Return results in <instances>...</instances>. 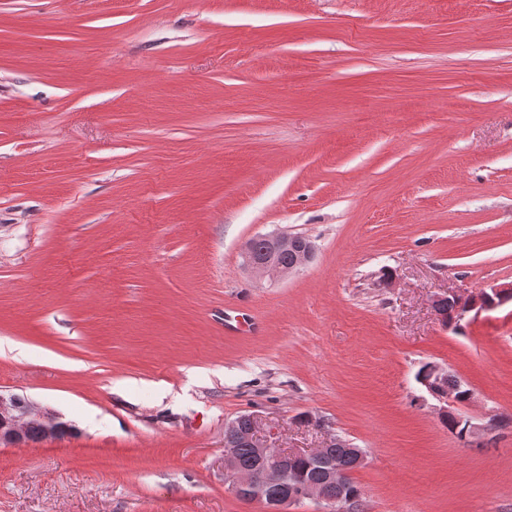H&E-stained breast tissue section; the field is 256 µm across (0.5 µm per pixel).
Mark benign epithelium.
<instances>
[{"label":"benign epithelium","instance_id":"1","mask_svg":"<svg viewBox=\"0 0 512 512\" xmlns=\"http://www.w3.org/2000/svg\"><path fill=\"white\" fill-rule=\"evenodd\" d=\"M315 248L310 239L287 233L263 234L248 239L242 247L245 266L259 279L279 281L302 271L314 259ZM457 301V309L448 324L456 325L473 311L490 310L512 299V285L481 288L475 293L463 296L451 294ZM450 375V371L438 365L433 367L435 383H427L428 393L444 404L442 413L451 415L448 405L458 399L438 388V383ZM249 426L240 431L239 421L231 422L224 431V482L227 490L238 499L263 504L265 512H289L296 502L313 498L325 505L327 512H358L360 498L347 503L328 497L322 488L305 480L288 479V461L306 458L319 466L326 479L336 483L343 478L342 472L324 457V449L336 444V437L325 439L324 448L308 453H283L278 451L273 438L258 436V421L255 415L245 416ZM40 425L43 439L60 435L66 424L49 408L41 407L32 401L14 394L0 392V445L16 446L27 443L26 431L29 423ZM246 442L256 449L259 466L263 473L246 471L238 467L235 457L236 445Z\"/></svg>","mask_w":512,"mask_h":512}]
</instances>
